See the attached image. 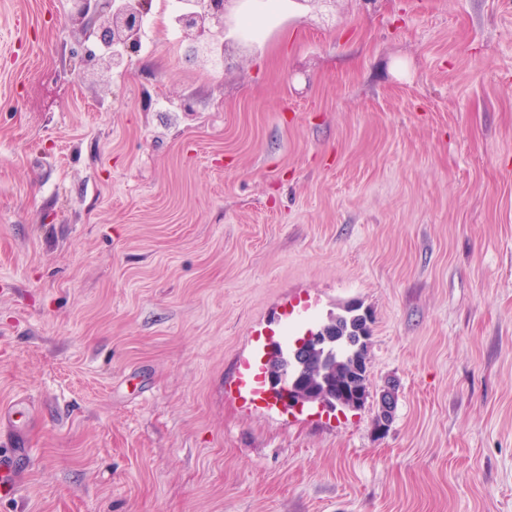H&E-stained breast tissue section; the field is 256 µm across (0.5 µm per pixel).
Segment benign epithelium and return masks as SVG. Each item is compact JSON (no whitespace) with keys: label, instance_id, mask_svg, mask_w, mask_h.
<instances>
[{"label":"benign epithelium","instance_id":"obj_1","mask_svg":"<svg viewBox=\"0 0 512 512\" xmlns=\"http://www.w3.org/2000/svg\"><path fill=\"white\" fill-rule=\"evenodd\" d=\"M76 13L96 29L99 40L116 51L88 59L89 69L102 68L107 71L119 69L129 61L140 43L144 15L150 0H73ZM239 0H191L190 10L181 16L180 24L185 37L193 43L208 47L223 37L231 22V15ZM323 343V337L308 334L297 340L295 354L306 360ZM270 355L264 371L268 391L277 400L289 407L302 406L316 399L332 407L346 405L357 408L362 405L367 391L340 385L328 393L307 384L301 377L288 376V365L274 362Z\"/></svg>","mask_w":512,"mask_h":512}]
</instances>
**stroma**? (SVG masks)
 Listing matches in <instances>:
<instances>
[{
	"label": "stroma",
	"instance_id": "obj_1",
	"mask_svg": "<svg viewBox=\"0 0 512 512\" xmlns=\"http://www.w3.org/2000/svg\"><path fill=\"white\" fill-rule=\"evenodd\" d=\"M147 17L87 72L71 0H0V512H512V0L294 6L219 68ZM349 305L358 410L227 391ZM265 353V346L257 344L250 357L242 360L239 365L236 377L233 381V388L238 398L242 399L245 403L267 400L264 396V386L259 377Z\"/></svg>",
	"mask_w": 512,
	"mask_h": 512
}]
</instances>
